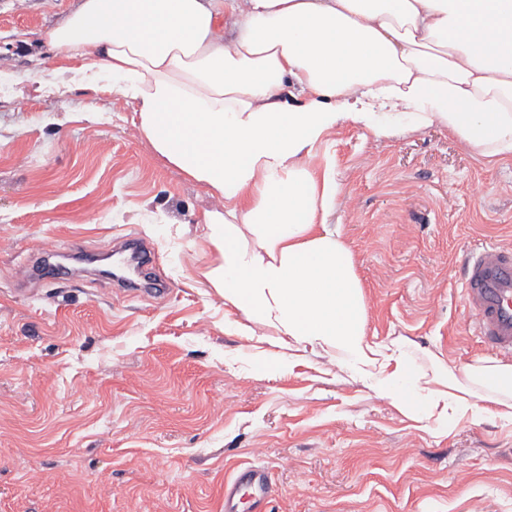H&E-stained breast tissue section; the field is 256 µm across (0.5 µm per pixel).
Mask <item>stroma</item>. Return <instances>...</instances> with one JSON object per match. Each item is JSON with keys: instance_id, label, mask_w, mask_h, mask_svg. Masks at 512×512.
<instances>
[{"instance_id": "1", "label": "stroma", "mask_w": 512, "mask_h": 512, "mask_svg": "<svg viewBox=\"0 0 512 512\" xmlns=\"http://www.w3.org/2000/svg\"><path fill=\"white\" fill-rule=\"evenodd\" d=\"M78 0H0V512H224V483L269 473L265 512H512V423L424 427L328 356L224 330L201 244L214 190L142 138L135 107L90 86L43 37ZM329 216L350 248L376 344L491 360L453 264L512 248V161L437 127L329 137ZM151 243L167 282L132 294L76 274L20 282L40 247ZM267 374H255L256 357Z\"/></svg>"}]
</instances>
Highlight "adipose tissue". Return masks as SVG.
I'll return each instance as SVG.
<instances>
[{
  "instance_id": "obj_1",
  "label": "adipose tissue",
  "mask_w": 512,
  "mask_h": 512,
  "mask_svg": "<svg viewBox=\"0 0 512 512\" xmlns=\"http://www.w3.org/2000/svg\"><path fill=\"white\" fill-rule=\"evenodd\" d=\"M89 82L135 106L154 151L214 189L209 285L289 353L336 355L405 416L512 422V365L412 369L407 342L370 343L352 253L327 218L336 127L438 125L488 164L512 159V0H80L44 35ZM298 86L296 102L279 94ZM485 406H478V399Z\"/></svg>"
}]
</instances>
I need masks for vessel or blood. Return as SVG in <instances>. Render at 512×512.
Instances as JSON below:
<instances>
[{
    "label": "vessel or blood",
    "instance_id": "1",
    "mask_svg": "<svg viewBox=\"0 0 512 512\" xmlns=\"http://www.w3.org/2000/svg\"><path fill=\"white\" fill-rule=\"evenodd\" d=\"M128 251L136 268L149 267L157 256L136 236H128ZM462 299L473 318L476 336L496 354L512 357V249L493 242L470 250L461 263ZM254 491L262 504L268 487L266 472L249 466L224 486V512H239L240 488Z\"/></svg>",
    "mask_w": 512,
    "mask_h": 512
}]
</instances>
